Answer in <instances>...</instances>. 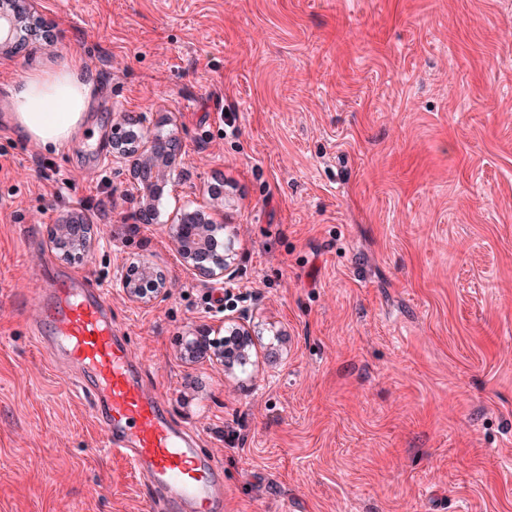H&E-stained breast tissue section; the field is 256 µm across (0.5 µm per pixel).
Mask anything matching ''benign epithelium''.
<instances>
[{
  "mask_svg": "<svg viewBox=\"0 0 512 512\" xmlns=\"http://www.w3.org/2000/svg\"><path fill=\"white\" fill-rule=\"evenodd\" d=\"M13 0H0V46L8 47L20 41V19L8 8ZM178 151L177 138L157 135L150 140L135 137L128 130V122L114 125L112 131V167L117 170L134 158L132 167L137 173L151 172L153 179L171 175L173 155ZM172 234L179 243L183 264L208 280H219L229 285L235 280L233 249L224 243V253H215L218 234L224 226L216 224L200 210L185 212L178 223L171 225ZM55 246L67 258L83 255L91 246L90 231L84 224L65 220L52 231ZM125 296L137 304L148 305L166 294L163 274L151 263L140 261L130 265L117 283ZM255 328L238 316H224V337L219 341L217 356L224 360V369L232 372L250 363ZM213 341L207 336H194L185 343V353L193 357L210 351Z\"/></svg>",
  "mask_w": 512,
  "mask_h": 512,
  "instance_id": "benign-epithelium-1",
  "label": "benign epithelium"
}]
</instances>
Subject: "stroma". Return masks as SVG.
Returning <instances> with one entry per match:
<instances>
[{"label": "stroma", "instance_id": "1", "mask_svg": "<svg viewBox=\"0 0 512 512\" xmlns=\"http://www.w3.org/2000/svg\"><path fill=\"white\" fill-rule=\"evenodd\" d=\"M20 3L40 31L0 87L75 57L93 96L51 150L0 110V512H149L36 339L38 271L108 290L226 512H512V0ZM123 116L180 143L148 224L109 162ZM183 209L225 225L232 287L183 265ZM72 212L95 244L66 259ZM141 259L169 283L146 306L116 286ZM227 290L257 331L231 374L182 354Z\"/></svg>", "mask_w": 512, "mask_h": 512}]
</instances>
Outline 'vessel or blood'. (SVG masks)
Here are the masks:
<instances>
[{"instance_id":"b4317fda","label":"vessel or blood","mask_w":512,"mask_h":512,"mask_svg":"<svg viewBox=\"0 0 512 512\" xmlns=\"http://www.w3.org/2000/svg\"><path fill=\"white\" fill-rule=\"evenodd\" d=\"M110 310L106 289L76 275L56 277L39 291L36 316L47 333L38 342L81 369L76 387L105 428L107 453L132 464L154 512H223L222 464L175 425L162 391L145 388L143 365L116 335Z\"/></svg>"}]
</instances>
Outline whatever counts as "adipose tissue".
Wrapping results in <instances>:
<instances>
[{"label": "adipose tissue", "instance_id": "ef3b65f1", "mask_svg": "<svg viewBox=\"0 0 512 512\" xmlns=\"http://www.w3.org/2000/svg\"><path fill=\"white\" fill-rule=\"evenodd\" d=\"M91 86L84 81L78 59L51 70L34 71L11 84L0 106L11 125L40 145L59 146L82 127L89 108Z\"/></svg>", "mask_w": 512, "mask_h": 512}]
</instances>
